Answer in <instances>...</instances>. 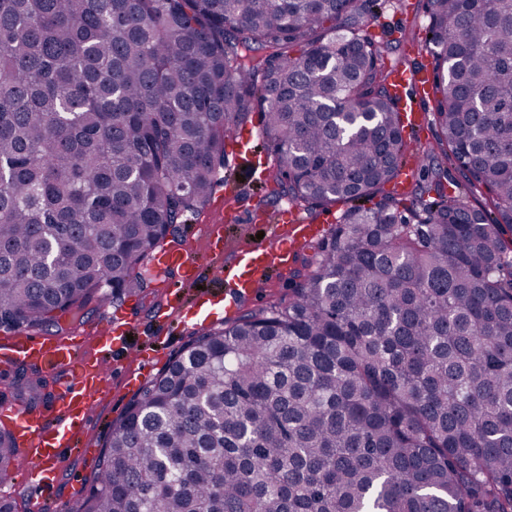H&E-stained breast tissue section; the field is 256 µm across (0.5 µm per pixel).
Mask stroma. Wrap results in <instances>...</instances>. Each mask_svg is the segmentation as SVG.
<instances>
[{"label": "stroma", "instance_id": "obj_1", "mask_svg": "<svg viewBox=\"0 0 512 512\" xmlns=\"http://www.w3.org/2000/svg\"><path fill=\"white\" fill-rule=\"evenodd\" d=\"M426 23V0H404L399 7L392 0H387L379 20L371 24L367 32L373 37L389 41L393 47V58L402 59L405 69L409 70L413 66L425 64L426 56L410 52L404 45L405 30L409 25L422 27ZM243 165L240 154L228 155L222 171L224 181L215 188L210 201L197 216L180 225L177 232L164 241L168 247L183 245L198 258L203 270L197 283H182L179 273L175 271L167 272L165 280L161 281L156 278L153 270H146L145 277L149 286L145 297L136 303H126L122 310L125 321L131 327V349L142 351L143 355L153 359L150 374L160 373L187 342L208 329L207 324L203 323L175 330L157 320L156 309L165 304L168 288H179L183 298L189 302L201 294L219 295L224 291L223 283L207 268L213 257L207 237L198 231L199 226L218 219L223 220L224 258L228 261L264 229L263 224L253 221L251 215L244 211L236 212L234 220L227 222L223 219L224 199L242 192L257 201L269 193L264 183L244 177ZM139 368L138 358L126 356L114 361L111 369L107 370L103 391L98 396L96 414L84 435L85 453L70 456L59 464L56 471L57 512H70L71 507L87 493L110 424L123 413L136 392L131 385L132 379H139L143 383L148 380L149 374H141Z\"/></svg>", "mask_w": 512, "mask_h": 512}]
</instances>
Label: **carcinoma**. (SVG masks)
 <instances>
[{
	"instance_id": "1",
	"label": "carcinoma",
	"mask_w": 512,
	"mask_h": 512,
	"mask_svg": "<svg viewBox=\"0 0 512 512\" xmlns=\"http://www.w3.org/2000/svg\"><path fill=\"white\" fill-rule=\"evenodd\" d=\"M428 4L408 206L381 0H0V330L139 295L255 111L271 195L346 206L288 302L140 388L73 512H512V0ZM44 388L19 368L26 407ZM448 180H453L454 182L459 183L458 187L455 190L457 191V194L459 195L461 201H463L464 203H467L468 205L471 206L485 205L487 203V197L484 194H480L479 192L472 193L469 189V186L466 185L458 171L455 170L454 166H451L449 163Z\"/></svg>"
}]
</instances>
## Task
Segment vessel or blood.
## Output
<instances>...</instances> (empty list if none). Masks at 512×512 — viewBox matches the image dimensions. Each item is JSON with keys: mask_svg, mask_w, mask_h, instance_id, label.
Masks as SVG:
<instances>
[{"mask_svg": "<svg viewBox=\"0 0 512 512\" xmlns=\"http://www.w3.org/2000/svg\"><path fill=\"white\" fill-rule=\"evenodd\" d=\"M391 82L395 96L403 102L408 125L425 127V113L404 101L406 90L424 84L423 75L397 70ZM282 218V223L273 227L271 243L253 244L218 267L217 274L228 290V306L247 299L270 269L288 270L301 246L323 231L321 225L305 223L293 207L283 211ZM152 263L156 274L176 269L186 282L193 281L198 272L195 257L180 248L160 249ZM97 341L100 353L123 350L125 329L118 314H108L98 325ZM16 363L33 364L46 373L65 376L50 412L13 406L0 409V417L6 418L20 450L19 475L33 482V512H52L56 466L81 450L84 430L95 414L94 399L104 382V369L88 361L76 341L23 332L0 338V364Z\"/></svg>", "mask_w": 512, "mask_h": 512, "instance_id": "obj_1", "label": "vessel or blood"}]
</instances>
